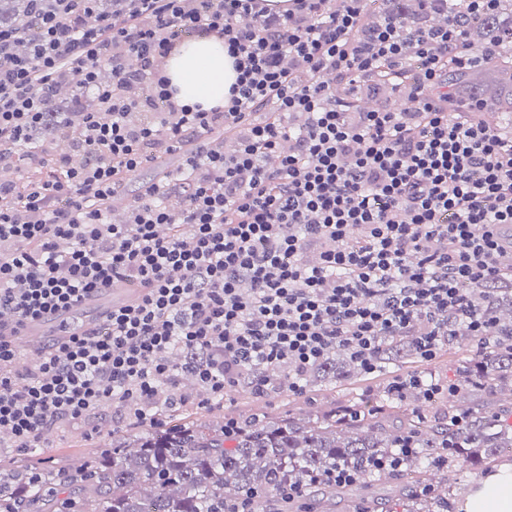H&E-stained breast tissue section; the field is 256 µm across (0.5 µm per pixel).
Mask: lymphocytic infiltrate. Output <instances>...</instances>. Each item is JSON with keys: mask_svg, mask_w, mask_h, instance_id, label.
<instances>
[{"mask_svg": "<svg viewBox=\"0 0 512 512\" xmlns=\"http://www.w3.org/2000/svg\"><path fill=\"white\" fill-rule=\"evenodd\" d=\"M31 2L33 34L0 29V167L23 173L0 181V438L15 451L109 402L140 422L160 398L203 407L245 382L300 395L336 348L371 374L390 336L428 362L449 329L492 336L470 288L512 277V127L453 97L448 77L501 55L472 51L467 28L502 0H458L421 31L389 19L367 39L369 0H291L282 14L265 0H112L92 26L97 0ZM199 34L223 39L237 73L209 109L176 100L163 74ZM378 78L409 90L413 110L356 112L336 95ZM59 83L99 103L63 132L79 165L29 145ZM163 153L179 155L181 179L145 186L108 222ZM172 191L179 207L160 201ZM120 285L140 302L18 369L27 319Z\"/></svg>", "mask_w": 512, "mask_h": 512, "instance_id": "obj_1", "label": "lymphocytic infiltrate"}]
</instances>
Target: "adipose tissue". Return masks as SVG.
<instances>
[{
	"label": "adipose tissue",
	"mask_w": 512,
	"mask_h": 512,
	"mask_svg": "<svg viewBox=\"0 0 512 512\" xmlns=\"http://www.w3.org/2000/svg\"><path fill=\"white\" fill-rule=\"evenodd\" d=\"M165 74L176 98L208 109L223 104L236 80L224 42L202 36L182 45L166 61ZM463 512H512V463H504L466 494Z\"/></svg>",
	"instance_id": "adipose-tissue-1"
}]
</instances>
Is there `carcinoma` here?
<instances>
[{"mask_svg":"<svg viewBox=\"0 0 512 512\" xmlns=\"http://www.w3.org/2000/svg\"><path fill=\"white\" fill-rule=\"evenodd\" d=\"M456 8L450 0H434L414 7L401 0H379L369 10L385 20L399 16L412 28H427L431 17ZM35 20L28 0H0V26L29 31ZM478 43L512 38V0L485 21L473 26ZM475 88L496 99L502 112H512V69L492 65L471 77ZM81 102L52 101L44 124L31 133L30 146L57 138L66 113ZM473 292L495 318V333L486 351L464 362L471 382L464 384L459 412L465 420L452 423L453 410L424 421L407 412L406 401L388 391L374 402L349 405L352 415L340 418L331 411L268 417L253 414L237 423L232 436L224 425L201 423L192 414L162 430L140 428L100 452L70 456L54 464L40 456L35 466L0 461V512H230L254 495L250 512H307L302 498H289L280 489L295 483L313 498L312 512H333L336 499L346 507L360 503L344 498L327 475L338 465L355 468L363 476L374 473L371 462L397 452L411 441L415 454L403 467L407 481L398 506L402 512H448V485L430 495L421 489L431 482L433 460L450 449L448 469L463 464L482 472L504 456L512 458V423L501 417L494 400L499 387H512V286ZM419 358L407 336L390 337L376 356V370L412 363ZM363 375L349 352L337 349L304 375L306 387L321 391L332 384L360 381Z\"/></svg>","mask_w":512,"mask_h":512,"instance_id":"carcinoma-1","label":"carcinoma"}]
</instances>
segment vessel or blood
I'll list each match as a JSON object with an SVG mask.
<instances>
[{"mask_svg":"<svg viewBox=\"0 0 512 512\" xmlns=\"http://www.w3.org/2000/svg\"><path fill=\"white\" fill-rule=\"evenodd\" d=\"M139 299L134 288H107L67 307L63 313L39 315L28 321L20 342L30 355H39L44 343L52 338L64 339L89 328L93 315H108L117 305H132Z\"/></svg>","mask_w":512,"mask_h":512,"instance_id":"b4317fda","label":"vessel or blood"}]
</instances>
